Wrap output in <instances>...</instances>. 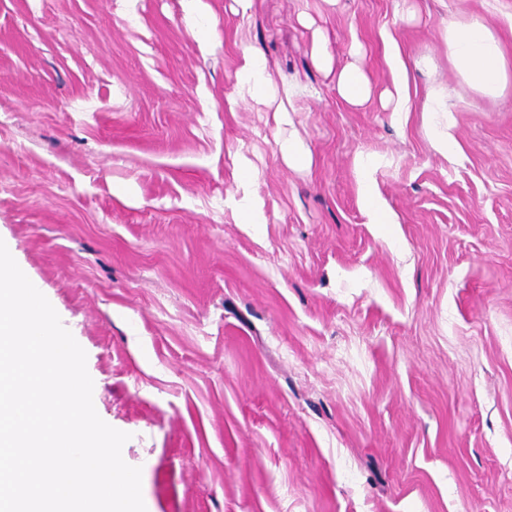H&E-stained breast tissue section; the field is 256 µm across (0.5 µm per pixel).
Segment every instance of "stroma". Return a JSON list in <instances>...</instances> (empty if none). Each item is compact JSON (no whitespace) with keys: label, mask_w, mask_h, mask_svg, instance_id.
I'll list each match as a JSON object with an SVG mask.
<instances>
[{"label":"stroma","mask_w":512,"mask_h":512,"mask_svg":"<svg viewBox=\"0 0 512 512\" xmlns=\"http://www.w3.org/2000/svg\"><path fill=\"white\" fill-rule=\"evenodd\" d=\"M205 2L0 0V239L130 433L146 512H512V85L476 96L443 41L479 15L512 60V0ZM390 37L429 60L402 123ZM246 46L287 126L240 99ZM362 156L391 223L365 215ZM336 85L341 98L351 105L363 104L371 94V88L364 73L356 66H348L340 70Z\"/></svg>","instance_id":"35a3bbf8"}]
</instances>
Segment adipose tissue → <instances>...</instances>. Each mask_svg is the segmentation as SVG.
Masks as SVG:
<instances>
[{
    "mask_svg": "<svg viewBox=\"0 0 512 512\" xmlns=\"http://www.w3.org/2000/svg\"><path fill=\"white\" fill-rule=\"evenodd\" d=\"M444 41L450 63L474 93L495 97L512 83V69L505 61L499 36L484 18L450 20ZM238 76L241 96L275 100L276 89L257 50L243 49Z\"/></svg>",
    "mask_w": 512,
    "mask_h": 512,
    "instance_id": "adipose-tissue-1",
    "label": "adipose tissue"
}]
</instances>
